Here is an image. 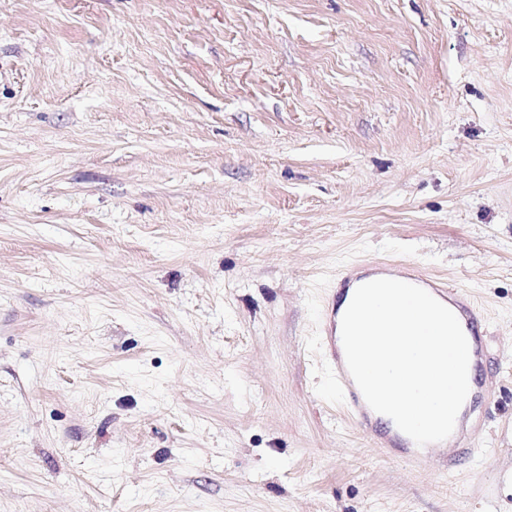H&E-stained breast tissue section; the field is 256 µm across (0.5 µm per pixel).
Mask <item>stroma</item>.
<instances>
[{"label": "stroma", "instance_id": "35a3bbf8", "mask_svg": "<svg viewBox=\"0 0 512 512\" xmlns=\"http://www.w3.org/2000/svg\"><path fill=\"white\" fill-rule=\"evenodd\" d=\"M383 262L477 306L453 467L333 384ZM0 512H512V0H0Z\"/></svg>", "mask_w": 512, "mask_h": 512}]
</instances>
